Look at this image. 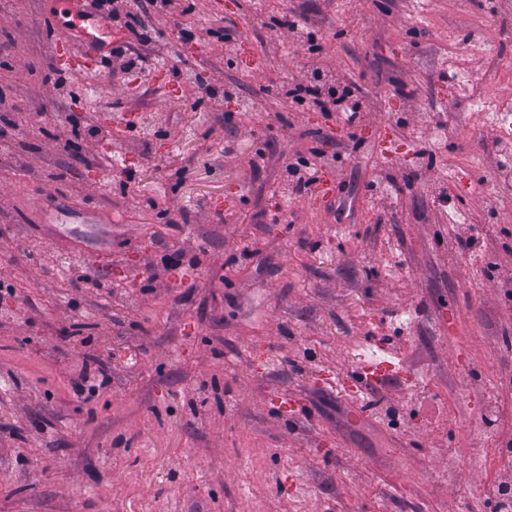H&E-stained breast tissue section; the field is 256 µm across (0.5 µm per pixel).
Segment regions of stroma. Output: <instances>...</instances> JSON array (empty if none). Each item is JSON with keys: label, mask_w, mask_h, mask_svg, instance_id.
<instances>
[{"label": "stroma", "mask_w": 512, "mask_h": 512, "mask_svg": "<svg viewBox=\"0 0 512 512\" xmlns=\"http://www.w3.org/2000/svg\"><path fill=\"white\" fill-rule=\"evenodd\" d=\"M187 3L144 15L169 47L148 73L91 91L52 0H0V512H484L512 438V186L457 73L481 60L512 101V0ZM279 14L314 22L360 122L290 108L309 59ZM181 27L235 32L232 55ZM73 117L100 134L67 150ZM295 151L333 192L292 193ZM167 254L184 275L153 280ZM378 344L394 368L360 387Z\"/></svg>", "instance_id": "1"}]
</instances>
